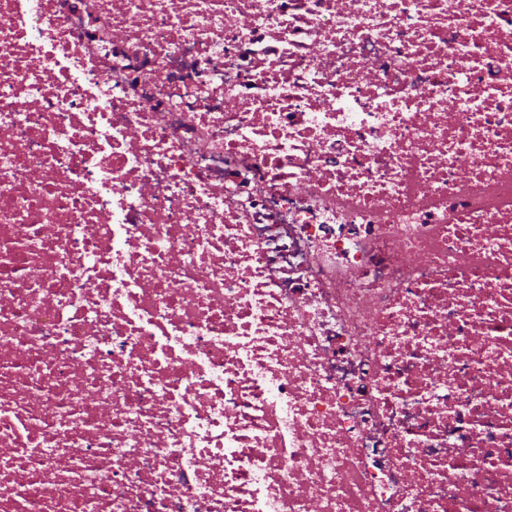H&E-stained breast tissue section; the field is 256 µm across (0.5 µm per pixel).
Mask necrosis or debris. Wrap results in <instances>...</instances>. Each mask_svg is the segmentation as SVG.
Returning a JSON list of instances; mask_svg holds the SVG:
<instances>
[{
  "mask_svg": "<svg viewBox=\"0 0 512 512\" xmlns=\"http://www.w3.org/2000/svg\"><path fill=\"white\" fill-rule=\"evenodd\" d=\"M0 512H512V0H0Z\"/></svg>",
  "mask_w": 512,
  "mask_h": 512,
  "instance_id": "1",
  "label": "necrosis or debris"
}]
</instances>
